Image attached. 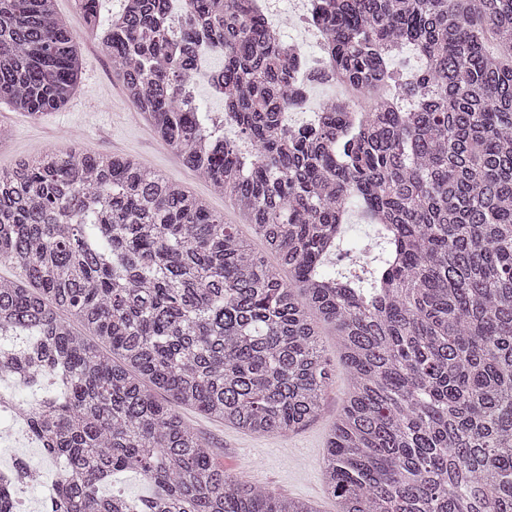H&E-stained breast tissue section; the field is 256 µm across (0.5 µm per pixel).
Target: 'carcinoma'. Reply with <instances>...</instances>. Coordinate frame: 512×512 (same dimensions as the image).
Masks as SVG:
<instances>
[{
	"label": "carcinoma",
	"instance_id": "1",
	"mask_svg": "<svg viewBox=\"0 0 512 512\" xmlns=\"http://www.w3.org/2000/svg\"><path fill=\"white\" fill-rule=\"evenodd\" d=\"M55 0H0V102L64 106L80 37ZM76 0L127 97L228 198L258 251L132 156L45 149L0 169V373L55 392L26 432L63 463L45 512H317L218 466L181 410L287 435L323 409L336 336L348 389L326 437L337 512H512V0H312L336 73L370 94L386 47L425 68L359 115L288 128L296 53L253 0ZM224 111L201 112V50ZM238 129L249 152L224 135ZM356 196L381 242L324 277ZM97 226L99 240L84 235ZM132 470L148 496H103Z\"/></svg>",
	"mask_w": 512,
	"mask_h": 512
}]
</instances>
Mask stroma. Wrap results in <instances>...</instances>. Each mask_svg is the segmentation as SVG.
Returning a JSON list of instances; mask_svg holds the SVG:
<instances>
[{
	"instance_id": "stroma-1",
	"label": "stroma",
	"mask_w": 512,
	"mask_h": 512,
	"mask_svg": "<svg viewBox=\"0 0 512 512\" xmlns=\"http://www.w3.org/2000/svg\"><path fill=\"white\" fill-rule=\"evenodd\" d=\"M55 9L82 37L81 81L62 109L39 119L0 103V123L12 133L10 149L0 154V168L10 167L15 158L39 149L63 151L75 143L93 153L129 155L184 184L205 199L210 209L223 213L227 223H239L240 217L230 203L213 194L209 183L170 151L152 132L144 114L125 96L112 72L111 59L98 40L86 36L84 18L75 0H56ZM323 348L334 375L322 414L290 437L243 433L192 410L183 411L182 416L208 441L215 462L227 472L252 484L270 485L285 496L307 500L318 512H336V503L323 482L325 442L348 382L332 337H324ZM20 458L45 472L44 485L32 491L28 502L29 512H43L57 470L52 459L22 429L12 448L0 451V467L11 466Z\"/></svg>"
}]
</instances>
